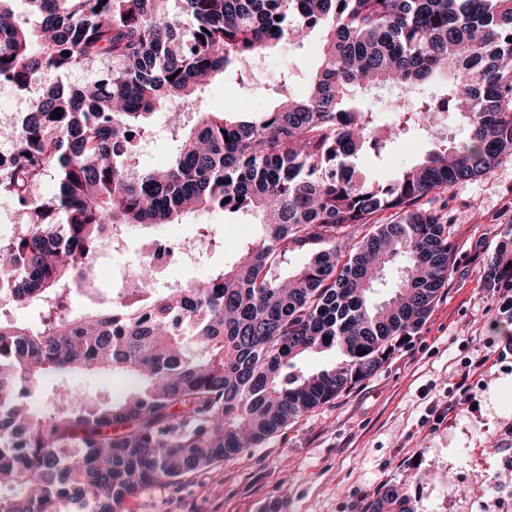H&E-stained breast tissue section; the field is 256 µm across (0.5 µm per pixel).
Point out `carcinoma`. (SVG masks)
Segmentation results:
<instances>
[{
  "label": "carcinoma",
  "mask_w": 512,
  "mask_h": 512,
  "mask_svg": "<svg viewBox=\"0 0 512 512\" xmlns=\"http://www.w3.org/2000/svg\"><path fill=\"white\" fill-rule=\"evenodd\" d=\"M0 0V82L21 91L45 72L88 68L31 101L13 127L0 196L24 230L0 239V512H125L154 485H178L242 456L289 421L371 377L418 334L456 254L448 186L512 155V0ZM300 24H293V19ZM314 29L325 35L307 93L254 119L178 106L229 70ZM442 94L423 96L437 74ZM174 79H169V76ZM399 87L409 100L379 122L366 98ZM61 118H55V113ZM170 113L177 147L164 168L127 164V134L153 138ZM465 131L380 182L356 164L437 119ZM55 192L41 195L45 181ZM251 212L259 235L206 280L151 288L143 259L81 316L89 259L108 224H176L197 211ZM311 260L283 280L294 252ZM400 260L387 286L385 267ZM485 286L512 290V252L486 263ZM336 348L310 376L293 360ZM366 354H361V351ZM73 372L128 381L110 401L81 397ZM56 379L49 410L29 398ZM363 512H420L383 486Z\"/></svg>",
  "instance_id": "carcinoma-1"
}]
</instances>
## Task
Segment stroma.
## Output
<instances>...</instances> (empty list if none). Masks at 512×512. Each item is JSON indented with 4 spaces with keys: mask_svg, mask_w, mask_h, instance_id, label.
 Listing matches in <instances>:
<instances>
[{
    "mask_svg": "<svg viewBox=\"0 0 512 512\" xmlns=\"http://www.w3.org/2000/svg\"><path fill=\"white\" fill-rule=\"evenodd\" d=\"M323 35L284 41L268 51L239 86L235 74L202 93L211 112L241 105L265 112L279 102L283 74L295 95H305L316 70ZM432 141L407 138L385 159L364 154L357 164L383 179L416 162ZM454 214L450 233L456 263L419 333L410 337L369 379L281 428L261 446L211 467L184 487H155L127 505V512H357L387 484L402 486L421 512H512V467L496 454L503 430H512V292L486 288L488 256L511 239L512 156L487 176L448 187ZM211 227L216 241L195 263L175 261L168 282H196L232 266L256 227L243 213L197 212L155 233L200 237ZM139 248L130 236L122 252L101 260L96 286L103 296L117 287V272L130 269ZM482 367L466 373L470 360ZM467 381V394L457 384ZM457 406L442 421L434 409ZM498 485L496 498L482 493Z\"/></svg>",
    "mask_w": 512,
    "mask_h": 512,
    "instance_id": "35a3bbf8",
    "label": "stroma"
}]
</instances>
